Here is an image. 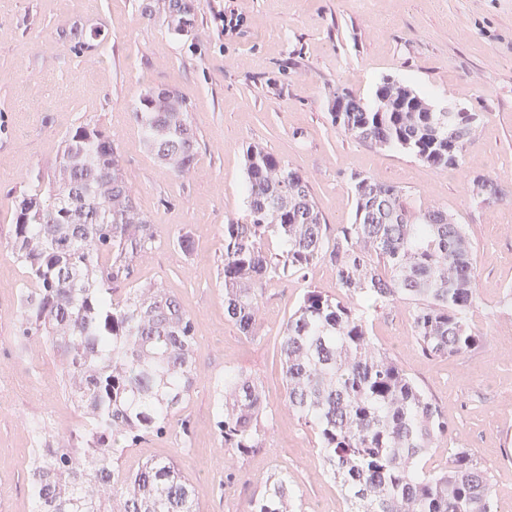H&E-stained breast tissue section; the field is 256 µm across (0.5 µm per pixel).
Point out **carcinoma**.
I'll list each match as a JSON object with an SVG mask.
<instances>
[{
    "label": "carcinoma",
    "mask_w": 512,
    "mask_h": 512,
    "mask_svg": "<svg viewBox=\"0 0 512 512\" xmlns=\"http://www.w3.org/2000/svg\"><path fill=\"white\" fill-rule=\"evenodd\" d=\"M167 0L174 31L194 13ZM97 30L76 27L62 43L95 48ZM331 113L344 133L394 147L440 168L458 165L478 115L437 112L404 83L385 78L366 104L342 92ZM182 97L142 94L134 106L144 143L177 176L193 168L198 139ZM247 210L224 225V312L256 333L263 286L322 259L343 294H304L278 342L288 408L319 438L327 472L349 512H494L490 476L467 450L427 474L421 457L448 436V421L368 330L371 312L416 305L415 340L424 355L448 357L482 336L467 316L476 300L477 253L464 225L439 206L415 209L403 190L372 176L352 178L354 222L330 239L308 179L258 146L245 152ZM157 225L141 215L120 154L98 126L65 136L54 173L15 198L13 253L26 270L21 335L43 339L65 360L83 419L73 447L48 452L33 487L36 512H196L194 490L171 459L131 475L112 468L121 439L161 432L190 394L194 325L161 288L131 287L136 260ZM276 240L278 247L266 246ZM125 296L116 297L121 286ZM224 447H261L265 399L258 385L224 374ZM288 476L273 474L251 512H293Z\"/></svg>",
    "instance_id": "obj_1"
}]
</instances>
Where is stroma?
Here are the masks:
<instances>
[{
	"label": "stroma",
	"mask_w": 512,
	"mask_h": 512,
	"mask_svg": "<svg viewBox=\"0 0 512 512\" xmlns=\"http://www.w3.org/2000/svg\"><path fill=\"white\" fill-rule=\"evenodd\" d=\"M194 26L175 33L164 0H0V512H34L39 452L34 432L68 438L81 420L60 357L21 336L25 270L12 251L14 198L47 173L65 134L100 126L117 145L140 212L157 225L134 286L175 295L194 322L196 375L166 431L143 434L114 458L124 474L173 459L194 487L198 512H249L267 479L288 475L296 512H347L310 427L289 411L277 343L307 288L336 296V269L322 260L305 276L274 278L262 290L259 323L247 337L224 314V226L246 211L244 151L258 145L305 175L337 233L353 223L354 175L402 188L416 207L436 205L467 225L477 249L478 301L469 314L481 345L425 357L415 342V307L388 305L368 319L387 352L448 419L449 435L421 458L446 470L468 450L491 478L495 512H512V0H194ZM99 28L95 52L59 42L73 26ZM392 77L436 108L479 120L458 167L442 169L396 148L336 129V90L371 103ZM166 87L186 100L199 142L194 169L174 176L145 148L134 106ZM506 200L484 203L477 179ZM188 230L194 245L176 243ZM250 376L267 415L262 448L225 447L219 402L224 375Z\"/></svg>",
	"instance_id": "obj_1"
}]
</instances>
